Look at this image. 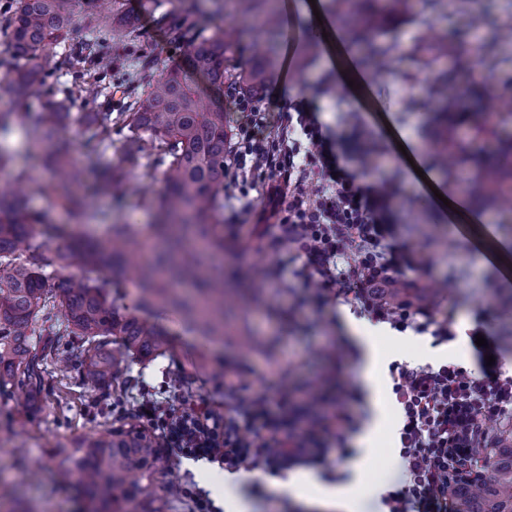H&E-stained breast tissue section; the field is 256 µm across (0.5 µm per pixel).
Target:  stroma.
<instances>
[{"label": "stroma", "mask_w": 512, "mask_h": 512, "mask_svg": "<svg viewBox=\"0 0 512 512\" xmlns=\"http://www.w3.org/2000/svg\"><path fill=\"white\" fill-rule=\"evenodd\" d=\"M280 4L285 26L278 35L276 67L261 93L265 108L282 122L288 99L311 98L331 135L359 131L379 153L389 157L388 165L359 175L357 181L362 185L392 182L394 242L416 258L415 267L403 271L399 279L420 288L436 287V294L429 298L433 314L456 331L454 341L436 347L430 336L400 333L382 325L386 342L396 345L389 362L438 365L448 361L478 371V356L469 334L480 322L495 339L504 371L512 373V257L500 253L502 241L512 239V213L473 197L471 207L487 216V223L471 224L462 217L449 222L432 195L410 180L403 164L395 160V143L388 134L393 127L418 143L426 168L438 171L431 140L435 115L443 102L431 73L448 69V61L436 57L429 44H455L457 38L468 37L471 26L477 23L487 45L479 59L481 78L473 79L468 71H448L458 87L477 82L479 102L449 121L448 131L471 139V151L489 161L496 159L504 144H512V112L498 108L489 113L484 106L486 100L512 96V44L494 37L495 32L512 27V0H445L438 7L428 0H410L404 14H381L382 27L395 44L399 60L358 90L341 84L335 68L326 67L324 59L334 57L337 66L347 63L344 49L353 46L351 33L360 26V18L341 14L332 0H280ZM186 14L209 33L221 22L235 27L240 34L234 48L239 67H247L263 48L249 23L225 11L224 0H154L149 17H136L137 36L121 59L125 71L135 72L147 59L158 76L178 60L171 25ZM339 31L347 35L341 45L335 37ZM487 123L492 126L490 134L472 139V131ZM1 141L32 171L34 184L27 205L48 212L55 223H70L67 211L55 206L40 190L54 174L29 156L25 130L12 127ZM128 183L129 191L123 198L100 195L94 206L98 212L111 215V223L130 221L149 228L152 212L144 207L143 198L162 193V172L137 169L130 172ZM268 203L257 176L225 174L224 204L235 208L238 217L236 222H225L226 245L213 259L223 266L227 277L276 267L277 258L264 243ZM301 267V262H294L276 282L265 278L252 281L261 301L246 306L241 313L255 341L247 351L235 339L222 346L205 345L183 331L175 313L154 312V319L173 340L178 359L131 363L122 368L121 378L134 379L142 388L135 394L132 407L148 403L161 416L180 408L183 394L173 387L171 378L180 367V359L201 351L223 360L224 372L197 382L192 397L219 411L224 408V385L239 368L250 369L254 390L272 397L284 388L296 398H304L312 386L328 377L334 385L360 394V362L339 366L326 355L337 338L348 335L342 313L351 304L339 295L338 285L323 278L303 285ZM381 380L388 413L380 437L385 461L371 467L370 486L356 501L355 512H375L379 495L389 488L385 476L396 470L401 411L389 374H382ZM111 414V401L96 400L73 371L51 372L47 395L38 405H30L20 391L11 399H0V512H81L72 487L58 480L67 457L65 446L92 435ZM34 465L39 474L32 479L27 471ZM228 477L219 464L194 462L170 451L165 454L163 481L192 492H206L219 512H233L237 502ZM244 478L243 490L252 512H316L304 500L271 491L275 475L257 469L245 472Z\"/></svg>", "instance_id": "1"}]
</instances>
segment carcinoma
Listing matches in <instances>:
<instances>
[{
  "label": "carcinoma",
  "mask_w": 512,
  "mask_h": 512,
  "mask_svg": "<svg viewBox=\"0 0 512 512\" xmlns=\"http://www.w3.org/2000/svg\"><path fill=\"white\" fill-rule=\"evenodd\" d=\"M242 12L256 21V33L266 37L273 18V0H240ZM68 0H9L0 10V35L10 68L0 79L22 97L49 85L53 71L72 77L59 91L57 103L45 112L0 113V133L12 126L31 131L29 151L54 169L58 180L42 186L57 205L77 217L88 215L91 202L74 188L83 184L84 169L75 157L107 152L120 159L103 175L105 192L118 196L136 168L163 169L165 192L145 200L154 212V232L164 247L136 269L139 298L133 307L122 303L120 284L132 256L148 236L137 224L111 225L107 245L86 241L76 227L55 224L45 211L25 203L32 175L13 166L15 157L0 143V168L13 167L12 181L0 186V397L22 390L29 402L46 392V376L54 365L73 366L82 384L98 398L124 393L128 381L114 385L124 364L151 363L174 354L167 334L146 313L169 307L179 313L185 329L208 340L222 341L234 331L238 312L253 296L226 287L224 268L210 266L207 255L182 233L193 227L212 251H224V153L229 132L224 124V85L240 93L257 94L274 68V45L249 69L234 67L232 29L217 27L211 35L192 24L174 28L182 61L151 78L152 63L144 61L135 80L113 79L112 52L132 41L135 28L101 0H75L92 37L70 40ZM368 62L389 67L394 46L380 42L374 22L356 34ZM485 44L467 40L457 49L463 64L479 56ZM128 99L125 111L113 113L103 105L112 95ZM75 122L80 140L74 147L55 142L63 124ZM121 124L127 135L112 140V127ZM443 167L448 156L458 166L473 163L478 170L475 191L486 189L482 161L468 148L443 137L434 145ZM81 269L72 275L70 270ZM64 317L52 335L65 348L35 344L37 323ZM224 368L207 356L197 358L192 371L177 384L191 389L193 375L212 366ZM167 442L130 413L100 425V430L73 444L78 457H68L60 471L66 482L80 476V495L86 512H162L149 488L162 470ZM488 475L458 477L448 486L449 512H512V442H504L487 457Z\"/></svg>",
  "instance_id": "cac0c4a2"
}]
</instances>
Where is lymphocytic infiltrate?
Listing matches in <instances>:
<instances>
[{
	"label": "lymphocytic infiltrate",
	"instance_id": "1",
	"mask_svg": "<svg viewBox=\"0 0 512 512\" xmlns=\"http://www.w3.org/2000/svg\"><path fill=\"white\" fill-rule=\"evenodd\" d=\"M234 100L241 120L224 165L267 181L275 199L269 249L302 255L304 282L336 275L344 298L371 321L448 343L454 333L436 323L430 306L384 294L412 258L393 243L388 183L361 186L350 170L364 152L359 139L329 138L303 98L288 102V120L273 138L260 97L238 93ZM390 376L402 426L396 487L382 495V512H446L448 482L461 474L472 449L497 445L488 419H512V375L496 364L476 374L446 362L395 363ZM247 386L242 376L225 385L223 416L191 406L151 425L188 458L218 462L228 471L284 473L319 460L330 441H343L360 424L351 394L322 399V412L309 417L287 393L273 402L261 392L247 394Z\"/></svg>",
	"mask_w": 512,
	"mask_h": 512
}]
</instances>
